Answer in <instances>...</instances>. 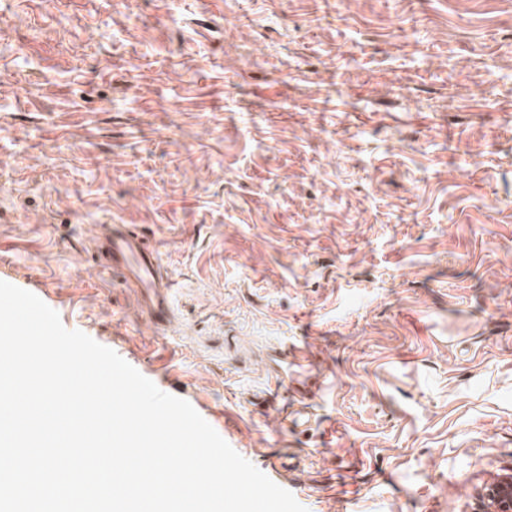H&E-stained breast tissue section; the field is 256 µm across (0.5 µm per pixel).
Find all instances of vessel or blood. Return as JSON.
Returning a JSON list of instances; mask_svg holds the SVG:
<instances>
[{"label":"vessel or blood","mask_w":512,"mask_h":512,"mask_svg":"<svg viewBox=\"0 0 512 512\" xmlns=\"http://www.w3.org/2000/svg\"><path fill=\"white\" fill-rule=\"evenodd\" d=\"M103 254L112 270L124 271L142 288V300L151 311L156 324L168 319L167 290L170 283L164 277L158 253L142 236L124 224L105 227Z\"/></svg>","instance_id":"1"}]
</instances>
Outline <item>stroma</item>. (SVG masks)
<instances>
[{
	"instance_id": "1",
	"label": "stroma",
	"mask_w": 512,
	"mask_h": 512,
	"mask_svg": "<svg viewBox=\"0 0 512 512\" xmlns=\"http://www.w3.org/2000/svg\"><path fill=\"white\" fill-rule=\"evenodd\" d=\"M3 274L307 512H475L512 475V0H0ZM102 249L113 271H126L142 288V300L153 321L164 324L168 319L166 298L171 284L161 271L157 251L126 224L105 226Z\"/></svg>"
}]
</instances>
